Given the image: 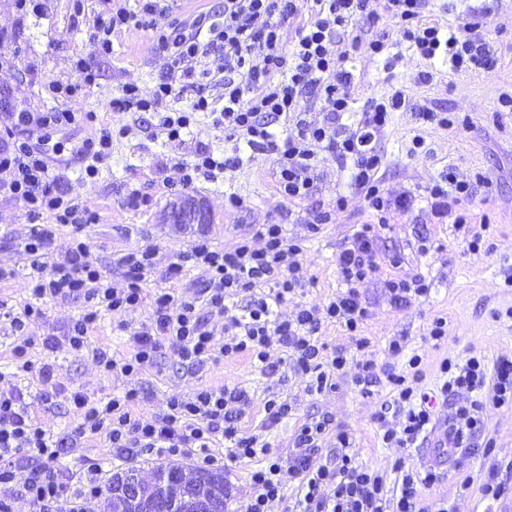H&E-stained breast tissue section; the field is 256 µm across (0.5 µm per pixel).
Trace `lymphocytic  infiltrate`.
<instances>
[{"mask_svg": "<svg viewBox=\"0 0 512 512\" xmlns=\"http://www.w3.org/2000/svg\"><path fill=\"white\" fill-rule=\"evenodd\" d=\"M156 8L155 0H143L136 11L113 6L100 25L99 54L111 55L112 33L149 27ZM434 9V0H224L221 10L155 31L152 47L165 61L164 74L150 92L129 85L114 102L123 112L152 113L156 131L178 145L186 142L199 117L210 118L251 152L273 155L276 189L291 202L316 192L324 155L345 165L346 193L337 195L333 207L317 209L311 228L330 223L353 196L362 199L372 220L348 237L337 255L341 291L319 304L298 303L289 317L283 306L313 285L314 276L302 261L301 242L288 238L281 224L256 225L251 235L224 249L198 236L185 257L162 270L155 246L137 244L120 257L121 275L108 277L88 258L85 232L98 214L65 188L63 174L53 170L46 151L49 133L80 124V116L65 108L10 107L0 118V198L21 204L32 217L51 215L73 233L59 261L52 257L51 228H33L19 239L29 260L32 300L5 314L15 338L10 354L21 372L36 379L45 399L57 393L58 384L53 365L35 366L32 352L39 346L53 352L88 351L104 375L131 380L166 353L190 369L244 357L272 377L287 366L308 377L317 393L336 390L339 375L349 372L363 396H372L381 383L392 388V408H380L374 422L383 442L399 448L426 438L440 400L462 390L474 395L485 390L488 402L474 399L456 408L448 422V445L434 450V464L419 469L396 460L400 479L390 488L383 474L350 454V434L335 429L326 413L296 429L288 457L258 450L256 436L240 425L252 399L238 386L190 388L170 397L159 417L139 412L143 396L136 386L100 399L74 390L67 397L73 424L58 434L36 420L31 392L13 385L0 388V512H14L19 498L37 512H82V503L102 491L100 463L87 460L65 480L59 468L82 440L97 435L105 437L113 454L127 457L191 455L209 466L224 446L235 459L263 456L264 466L251 475L244 512H273L288 478L297 483L291 512H428L420 505L421 490L444 479L440 464L448 457L474 453L475 439L485 430L484 405L512 409L511 354L491 363L477 354L461 363L443 358L439 369L445 380L431 393L422 385L420 355H406L403 341L395 338L388 343L392 363L377 364L365 334L371 311L361 287L382 268L380 230L421 206L432 223L450 222L463 230L469 251L478 252L483 240L462 204L488 183L486 173L463 180L451 166L421 194L385 189L379 176L384 155L377 143L393 114L411 112L421 123L446 128L455 125L454 116L420 102L404 85L387 97L367 100L361 111L352 109L360 88L358 59L404 43L422 60L445 64L452 72L496 68L488 44L475 35L484 24L479 13L469 10L455 23L444 24ZM287 28L292 31L288 38L283 35ZM183 94L191 96L190 108H170V100ZM239 163V157H220L201 145L192 162L177 165L174 181L188 188ZM189 264L199 270L200 286L187 295L176 292L174 284ZM157 276L164 287L146 294L147 282ZM45 300L82 302V312L64 335L33 334L31 326L42 319ZM144 305L150 308L149 318L130 330L124 352L112 351L105 342L90 345L104 314L120 316ZM331 326L345 336L332 349L321 340L323 329ZM274 347L281 352L276 359L270 354ZM391 410L397 421H389ZM330 435L336 453L316 464ZM28 452L35 464L20 483L8 460Z\"/></svg>", "mask_w": 512, "mask_h": 512, "instance_id": "lymphocytic-infiltrate-1", "label": "lymphocytic infiltrate"}]
</instances>
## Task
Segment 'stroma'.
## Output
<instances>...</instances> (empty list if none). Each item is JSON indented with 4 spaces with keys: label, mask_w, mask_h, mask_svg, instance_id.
<instances>
[{
    "label": "stroma",
    "mask_w": 512,
    "mask_h": 512,
    "mask_svg": "<svg viewBox=\"0 0 512 512\" xmlns=\"http://www.w3.org/2000/svg\"><path fill=\"white\" fill-rule=\"evenodd\" d=\"M43 4L40 17L24 18L16 11L13 0H0V31L12 35L13 46L19 52L14 67L0 70V109L8 103L52 106V99L40 96L44 84L74 79L77 60L92 67L95 82L63 102L72 111L90 115L92 121L62 133L64 151L55 156L54 167L66 173L80 200L100 215L98 223L86 231L93 263L108 275H118V260L125 250L148 242L156 246L157 263L163 267L187 251L199 234H207L214 245L228 248L248 234L253 225L282 222L288 236L301 241L304 262L315 277L314 284L304 292V301L321 303L340 289L336 255L355 225L368 222L369 216L361 201L354 199L335 223L311 232V214L316 208L332 204L344 187L347 174L336 161L327 160L324 178L313 198L293 204L277 193L271 176L272 159L266 154L227 172L222 181L202 180L186 190L167 186V179L175 175V164L191 160L196 145L209 146L219 156H231L238 151V141L225 137L223 129L203 119L185 144L166 145L155 136L149 115L113 111L112 100L124 85L147 91L163 72L162 60L150 51V31L113 33L112 53L103 57L97 51L95 35L110 8L108 0H84L79 12L74 9L75 0H43ZM471 4L487 16L481 35L496 52L499 64L495 70L442 71L432 84L423 85L419 74L426 70V62L402 45L380 57L362 58L356 71L367 96L379 98L388 93L391 84H404L414 88L419 99L431 101L438 110L459 115L471 126L469 132L462 133L419 124L410 112L396 113L379 142L386 158L384 188L424 192L451 164L461 179L481 170L492 181L490 187L478 188L468 204L477 219L487 223L485 237L490 251L469 252L463 232L450 223H431L426 213L417 209L382 231L378 245L387 260L379 277L362 286L372 310L368 335L377 361H387L391 339H403L407 352L422 355L424 384L429 388L438 379L437 366L442 358L462 359L474 352L492 360L512 352V288L504 284L506 272L512 270V115L504 112L500 103L501 97L512 95V0H471ZM101 127L121 128L125 134L113 138L112 153L100 164L98 176L78 181L84 162L77 145ZM417 134L424 137L427 152L410 153V141ZM132 185L143 196L142 204L135 208L124 203ZM228 191L244 198L247 208L226 205L224 194ZM186 197L209 210V223L178 228L169 224L171 204ZM31 223V216L21 204L0 199V269L7 273L6 278H0V301L15 310L28 299V261L17 249L16 241ZM423 237L431 244L426 253L418 247ZM416 275L426 279L429 294L402 308L391 305L383 291L384 280ZM437 315L447 319L448 337L435 348L424 338ZM32 359L52 363L57 370L61 393L34 406L37 420L57 430L72 419L67 391L80 388L91 397L101 398L127 385L126 379L103 376L84 351L64 349L51 353L38 348ZM196 384L245 388L252 405L242 419V428L283 457L292 448L297 426L310 415L327 413L340 427L350 430L359 461L380 471L391 472L401 456L407 465L416 468L433 459V449L427 441L405 449L383 443L373 416L381 404L392 401L393 395L389 387L382 386L375 389L373 396L364 397L348 373L339 379L335 391L316 394L309 391L307 378L289 368L270 378L249 360L239 358L190 371L165 355L141 379L142 413L148 417L163 414L170 396L185 393ZM272 392L287 397L294 404L295 413L268 430L263 426V400ZM484 419L486 435L493 442L491 456L476 454L464 459L459 468L450 469L441 483L425 491L426 504L445 500L454 512H512V499L491 506L481 491L482 475L490 461H512V410L489 406L484 410ZM463 474L472 478L466 490L459 487Z\"/></svg>",
    "instance_id": "35a3bbf8"
}]
</instances>
